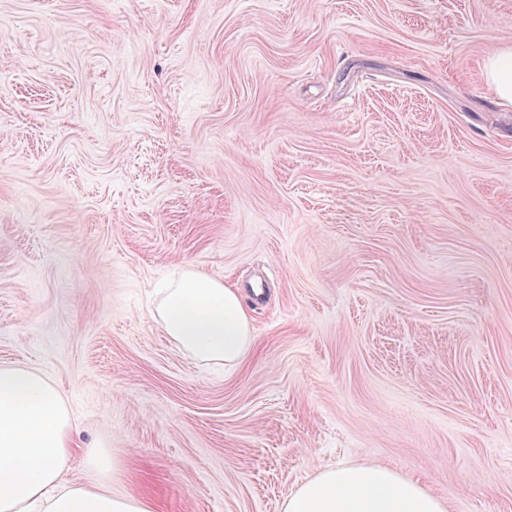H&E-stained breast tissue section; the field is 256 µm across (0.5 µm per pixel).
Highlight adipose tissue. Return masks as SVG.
I'll use <instances>...</instances> for the list:
<instances>
[{
  "label": "adipose tissue",
  "instance_id": "adipose-tissue-1",
  "mask_svg": "<svg viewBox=\"0 0 512 512\" xmlns=\"http://www.w3.org/2000/svg\"><path fill=\"white\" fill-rule=\"evenodd\" d=\"M154 314L169 338L204 362L236 365L255 343L238 288L185 266L159 291ZM72 419L56 385L26 367H0V512H149L133 494L60 477L71 458ZM283 512H446L419 481L384 465L326 467Z\"/></svg>",
  "mask_w": 512,
  "mask_h": 512
}]
</instances>
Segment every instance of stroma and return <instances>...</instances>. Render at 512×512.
<instances>
[{"label":"stroma","mask_w":512,"mask_h":512,"mask_svg":"<svg viewBox=\"0 0 512 512\" xmlns=\"http://www.w3.org/2000/svg\"><path fill=\"white\" fill-rule=\"evenodd\" d=\"M508 46L512 0H0V366L62 393L64 481L281 512L380 464L512 512ZM186 264L238 366L157 322ZM485 77L500 99L512 103V47L500 50L486 61ZM159 296L154 314L161 328L199 360L235 366L253 347L251 319L238 288L185 266Z\"/></svg>","instance_id":"obj_1"}]
</instances>
